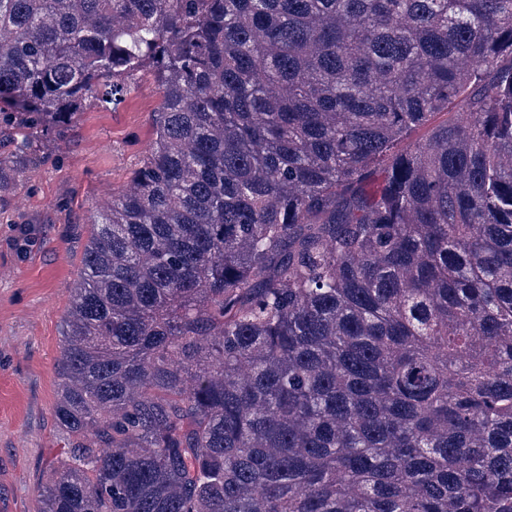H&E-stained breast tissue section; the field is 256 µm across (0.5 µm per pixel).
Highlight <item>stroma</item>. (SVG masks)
I'll list each match as a JSON object with an SVG mask.
<instances>
[{"label":"stroma","mask_w":512,"mask_h":512,"mask_svg":"<svg viewBox=\"0 0 512 512\" xmlns=\"http://www.w3.org/2000/svg\"><path fill=\"white\" fill-rule=\"evenodd\" d=\"M116 108L92 106L61 136L15 152L0 192V512H40L39 489L69 453L56 425L57 363L91 215L146 155L158 95L134 79Z\"/></svg>","instance_id":"35a3bbf8"}]
</instances>
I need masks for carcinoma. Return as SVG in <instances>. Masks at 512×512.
Here are the masks:
<instances>
[{"mask_svg": "<svg viewBox=\"0 0 512 512\" xmlns=\"http://www.w3.org/2000/svg\"><path fill=\"white\" fill-rule=\"evenodd\" d=\"M146 70L41 512H512V0H0V140Z\"/></svg>", "mask_w": 512, "mask_h": 512, "instance_id": "1", "label": "carcinoma"}]
</instances>
